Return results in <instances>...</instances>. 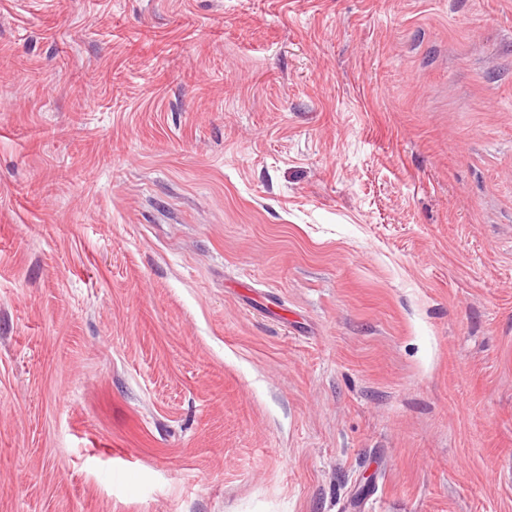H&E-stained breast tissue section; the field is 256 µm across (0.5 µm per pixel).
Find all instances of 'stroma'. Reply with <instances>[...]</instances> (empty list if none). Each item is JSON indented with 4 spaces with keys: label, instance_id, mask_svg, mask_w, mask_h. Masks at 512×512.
I'll return each mask as SVG.
<instances>
[{
    "label": "stroma",
    "instance_id": "stroma-1",
    "mask_svg": "<svg viewBox=\"0 0 512 512\" xmlns=\"http://www.w3.org/2000/svg\"><path fill=\"white\" fill-rule=\"evenodd\" d=\"M512 0H0V512H512Z\"/></svg>",
    "mask_w": 512,
    "mask_h": 512
}]
</instances>
